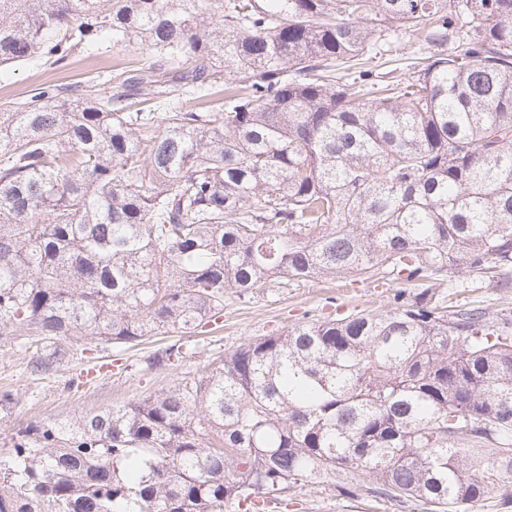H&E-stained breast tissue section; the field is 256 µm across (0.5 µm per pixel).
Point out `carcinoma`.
<instances>
[{
  "mask_svg": "<svg viewBox=\"0 0 512 512\" xmlns=\"http://www.w3.org/2000/svg\"><path fill=\"white\" fill-rule=\"evenodd\" d=\"M398 31L420 56L386 79L363 57ZM107 42L142 63L0 103V336L50 344L35 371L193 336L280 278L398 287L29 424L0 512H274L346 471L349 499L512 512V318L438 294L512 268V0H0V69Z\"/></svg>",
  "mask_w": 512,
  "mask_h": 512,
  "instance_id": "cac0c4a2",
  "label": "carcinoma"
}]
</instances>
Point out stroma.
<instances>
[{
	"mask_svg": "<svg viewBox=\"0 0 512 512\" xmlns=\"http://www.w3.org/2000/svg\"><path fill=\"white\" fill-rule=\"evenodd\" d=\"M140 59L137 46L123 45L79 52L61 66L21 64L0 71V99L23 97L49 79L71 83L99 76L107 80L135 67ZM449 283L451 305L482 307L512 317V287L501 288L461 273L450 277ZM391 288V281L385 279L315 278L292 280L245 299L225 294L218 322L202 334L184 338V358L162 369L147 368L145 360L174 343L175 335L157 336L133 349L78 342L70 361L48 375L29 373V353L12 339L0 338V391L13 393L11 402L0 407V449L10 448L12 436L31 422L135 401L177 380L200 375L209 361L245 339L275 334L319 317L379 310L386 305ZM89 368L96 369V377L86 385L72 386L76 373ZM341 481L364 483L352 473L318 477L291 490L278 512H375L362 499L340 496L336 485Z\"/></svg>",
	"mask_w": 512,
	"mask_h": 512,
	"instance_id": "obj_1",
	"label": "stroma"
}]
</instances>
